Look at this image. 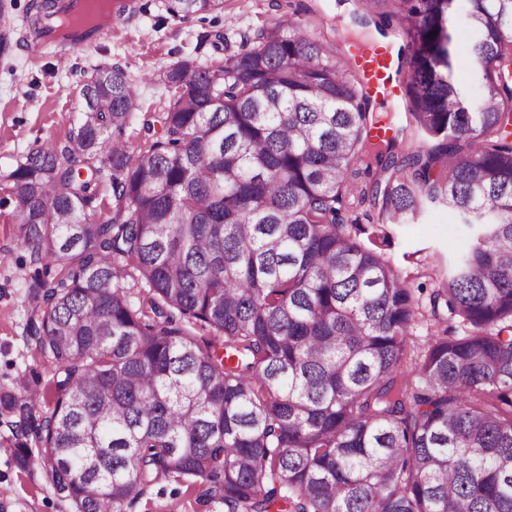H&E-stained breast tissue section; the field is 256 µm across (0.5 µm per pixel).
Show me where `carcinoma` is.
<instances>
[{"mask_svg":"<svg viewBox=\"0 0 512 512\" xmlns=\"http://www.w3.org/2000/svg\"><path fill=\"white\" fill-rule=\"evenodd\" d=\"M367 2L407 39L403 125L290 17L161 71L138 146L135 85L95 69L67 144L5 175L31 263L59 271L25 324L58 375L48 412L22 386L0 416L77 512H131L166 478L224 512H512V0ZM365 203L474 226L430 301L462 332L410 343L411 289L347 230Z\"/></svg>","mask_w":512,"mask_h":512,"instance_id":"cac0c4a2","label":"carcinoma"}]
</instances>
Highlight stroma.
I'll return each instance as SVG.
<instances>
[{
	"label": "stroma",
	"instance_id": "stroma-1",
	"mask_svg": "<svg viewBox=\"0 0 512 512\" xmlns=\"http://www.w3.org/2000/svg\"><path fill=\"white\" fill-rule=\"evenodd\" d=\"M6 6L11 45L0 52V174L34 145L64 146L80 116L79 92L93 69L121 67L137 91L139 112L157 111L169 93L157 81L159 71L186 58L217 62L211 37L224 33L230 50L244 37L291 13H298L310 34L333 39L350 30L352 13H365L360 0H224L222 10L181 19L169 12L170 0H138V12L112 19L95 45L73 50L60 60L52 46L30 55L25 26L32 0H0ZM15 202L0 186V390L25 379L31 388L50 393L55 366L26 339L28 286L33 273L19 239ZM357 241L380 252L413 291L420 315L412 341L423 344L436 327L427 317L430 297L448 274V264L473 238L468 225L441 208L423 212L417 223L376 226L369 219L350 225ZM16 438L0 427V512H75L40 469L18 465ZM133 512H224L204 501L197 486L164 479L137 501Z\"/></svg>",
	"mask_w": 512,
	"mask_h": 512
}]
</instances>
